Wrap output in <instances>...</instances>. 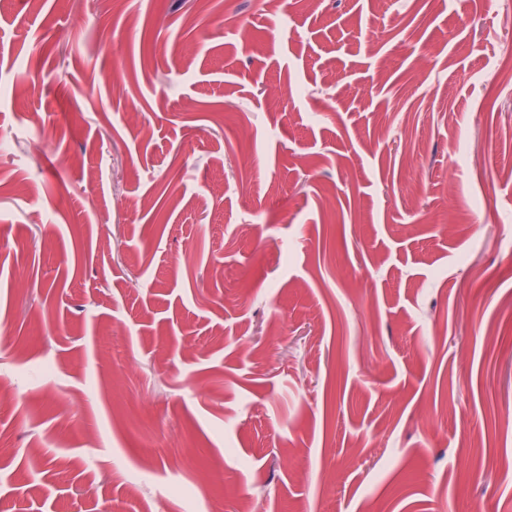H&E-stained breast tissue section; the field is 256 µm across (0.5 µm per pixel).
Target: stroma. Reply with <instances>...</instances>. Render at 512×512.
Here are the masks:
<instances>
[{
  "mask_svg": "<svg viewBox=\"0 0 512 512\" xmlns=\"http://www.w3.org/2000/svg\"><path fill=\"white\" fill-rule=\"evenodd\" d=\"M510 460L512 0H0V512H476Z\"/></svg>",
  "mask_w": 512,
  "mask_h": 512,
  "instance_id": "35a3bbf8",
  "label": "stroma"
}]
</instances>
